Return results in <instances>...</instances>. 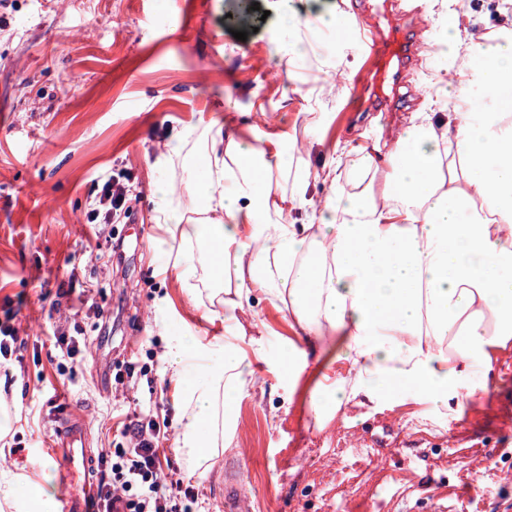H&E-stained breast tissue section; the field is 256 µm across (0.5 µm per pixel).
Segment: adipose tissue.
<instances>
[{"label":"adipose tissue","instance_id":"obj_1","mask_svg":"<svg viewBox=\"0 0 512 512\" xmlns=\"http://www.w3.org/2000/svg\"><path fill=\"white\" fill-rule=\"evenodd\" d=\"M345 18L319 11L294 21L303 34L287 49L297 69L321 34L336 33L340 97L353 81ZM443 31L461 62L445 106L416 113L384 146L304 165L289 192L272 185L277 139L187 127L157 157L162 168L196 151L158 184L156 219L178 242L173 267L187 296L210 302L212 317L232 314L220 339L177 336L166 347L190 473L210 471L232 444L235 401L253 388L257 361L279 375L288 401L311 360L347 364L309 392L321 427L350 406L409 398L444 414L493 383L497 355L512 344V31L467 39L452 22ZM314 181L327 185L324 196L310 195ZM256 294L284 306L295 334L273 358L239 317ZM52 509L44 483L0 469V512Z\"/></svg>","mask_w":512,"mask_h":512}]
</instances>
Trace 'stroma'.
<instances>
[{
  "instance_id": "35a3bbf8",
  "label": "stroma",
  "mask_w": 512,
  "mask_h": 512,
  "mask_svg": "<svg viewBox=\"0 0 512 512\" xmlns=\"http://www.w3.org/2000/svg\"><path fill=\"white\" fill-rule=\"evenodd\" d=\"M259 10H252V3ZM461 35L512 29V0H466ZM420 53L415 111L441 76L458 85L443 55V21ZM247 32L238 40L234 31ZM282 12L272 0H0V318L12 314L21 346L0 369V444L35 479L53 477L45 441L59 418H89L97 448L118 444L116 412L149 408L166 479L189 477L191 512H219L225 472L241 473L250 512H431L425 491L444 487L465 512H506L512 504V378L496 376L497 402L481 396L442 415L410 401L352 407L318 429L307 398L286 403L278 379L255 364L238 431L212 470L192 476L176 450L171 337L222 335L220 320L189 302L168 262L169 235L154 221L159 144L185 125L303 139L305 112L328 113L310 155L320 165L336 148L360 153L396 134L400 115L356 111L353 94L308 89L327 58L288 75ZM118 179L133 213L123 224L86 221L94 184ZM246 316L276 355L293 332L284 309L255 298ZM84 328L74 359L62 360L54 331ZM133 342L140 371L119 384L122 349ZM68 367L60 374L59 365ZM470 426L457 430L456 422Z\"/></svg>"
}]
</instances>
